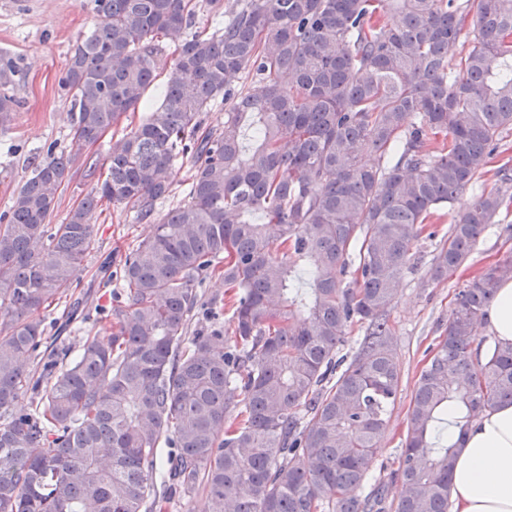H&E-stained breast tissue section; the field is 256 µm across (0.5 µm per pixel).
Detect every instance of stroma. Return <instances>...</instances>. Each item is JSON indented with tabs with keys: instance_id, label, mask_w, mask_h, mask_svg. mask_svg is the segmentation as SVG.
<instances>
[{
	"instance_id": "1",
	"label": "stroma",
	"mask_w": 512,
	"mask_h": 512,
	"mask_svg": "<svg viewBox=\"0 0 512 512\" xmlns=\"http://www.w3.org/2000/svg\"><path fill=\"white\" fill-rule=\"evenodd\" d=\"M96 19L81 0H0V51L19 58L22 76L15 89L20 105L10 125L0 128V213L30 174L34 156L48 147L71 151L70 102L58 88L69 51ZM512 159V136L502 141L491 157L486 174L462 191L435 224L447 233L455 213L468 209L482 189L494 186L498 168ZM95 247L84 262L77 286L45 314L49 325L46 344L74 347L83 338L100 334L103 311L112 301L110 273L118 271L124 253L148 233V225L119 208L93 214ZM436 243L423 238L415 243L413 271L401 279L398 296L388 313L399 357L402 384L388 429L381 441L370 484L389 483L398 466L410 419L415 384L426 364L425 351L438 342L448 324L454 296L465 281L499 264L512 253V206L502 209L498 222L479 238L467 261L447 280L430 281L427 274Z\"/></svg>"
}]
</instances>
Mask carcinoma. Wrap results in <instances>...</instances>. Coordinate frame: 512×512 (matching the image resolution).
I'll return each mask as SVG.
<instances>
[{
  "label": "carcinoma",
  "instance_id": "carcinoma-1",
  "mask_svg": "<svg viewBox=\"0 0 512 512\" xmlns=\"http://www.w3.org/2000/svg\"><path fill=\"white\" fill-rule=\"evenodd\" d=\"M220 4L83 0L96 24L59 79L76 152L51 146L34 159L0 214V512H165L175 494L199 492L208 512H448L466 428L512 403V345L474 347L512 254L455 295L414 388L393 500L384 484L360 491L400 391L388 322L398 280L424 224L512 132V0H477L455 64L470 0H245L195 29ZM167 38L176 49L160 104L103 161L85 162L104 179L50 223L79 150L147 107ZM243 71L257 88L231 85ZM21 73L1 51V128ZM220 99L224 125L202 127ZM180 165L185 198L158 220ZM511 201L505 167L453 216L430 278L461 267ZM104 202L150 233L122 259L123 301L104 335L38 369L40 312L76 282ZM215 276L227 303L203 300ZM206 304L229 305L232 343L222 326L188 336ZM354 322L366 334L347 357L339 346ZM450 407L454 443L435 435Z\"/></svg>",
  "mask_w": 512,
  "mask_h": 512
}]
</instances>
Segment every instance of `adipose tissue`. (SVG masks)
Masks as SVG:
<instances>
[{
	"instance_id": "adipose-tissue-1",
	"label": "adipose tissue",
	"mask_w": 512,
	"mask_h": 512,
	"mask_svg": "<svg viewBox=\"0 0 512 512\" xmlns=\"http://www.w3.org/2000/svg\"><path fill=\"white\" fill-rule=\"evenodd\" d=\"M494 341L512 344V278H501L487 311ZM453 512H512V404L484 412L469 424L454 460Z\"/></svg>"
}]
</instances>
